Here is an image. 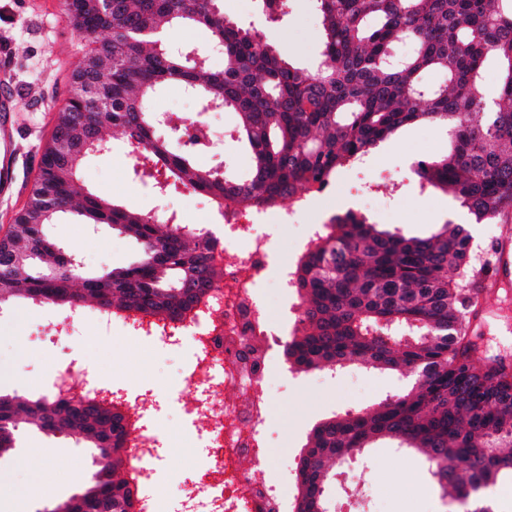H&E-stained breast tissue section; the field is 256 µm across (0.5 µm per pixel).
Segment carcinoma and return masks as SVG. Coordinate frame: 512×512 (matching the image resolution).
Here are the masks:
<instances>
[{
	"instance_id": "obj_1",
	"label": "carcinoma",
	"mask_w": 512,
	"mask_h": 512,
	"mask_svg": "<svg viewBox=\"0 0 512 512\" xmlns=\"http://www.w3.org/2000/svg\"><path fill=\"white\" fill-rule=\"evenodd\" d=\"M322 15L321 61L293 66L259 33L224 16L221 0H69L73 28L90 50L73 71L29 200L0 239V306L24 300L62 314L92 307L125 320L152 318L176 332L186 312L209 300L220 273L210 240L193 227L160 224L112 196L91 191L80 169L109 150L118 129L142 157L158 188L191 187L222 205H271L328 186L339 169L362 160L400 127L416 121L448 130L441 159L417 164L423 190L452 195L477 224L512 223V0H314ZM289 0H262L267 23ZM208 31L193 58L170 47L164 28ZM413 51L393 59V45ZM224 56L214 71L205 52ZM501 72L488 97L482 67ZM441 72L448 85L428 86ZM171 82L204 109L237 115L247 175L226 176L173 148L185 118L154 108ZM71 210L86 224H107L135 242L138 259L89 273L61 261L48 228ZM472 237L445 222L425 237L379 230L351 211L323 225L292 267L300 316L283 353L298 372L359 363L411 373L406 390L373 409L327 418L311 429L297 466L292 512H320L329 474L377 440L420 452L445 496H475L512 481V372L503 360L472 362ZM400 329L403 342L389 339ZM117 392L109 398L35 400L0 393V457L25 424L36 433L76 436L107 463L79 492L42 512H139L140 478L127 468L140 420Z\"/></svg>"
}]
</instances>
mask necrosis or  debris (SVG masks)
I'll return each instance as SVG.
<instances>
[{"label":"necrosis or debris","mask_w":512,"mask_h":512,"mask_svg":"<svg viewBox=\"0 0 512 512\" xmlns=\"http://www.w3.org/2000/svg\"><path fill=\"white\" fill-rule=\"evenodd\" d=\"M312 199L295 197L285 210L221 208L222 223L209 230L214 243L212 264L222 271L209 306L197 308L177 335L156 329L150 336L162 348L185 353L179 389L166 400L145 390L132 399V410L146 418L130 455V466L142 478L143 512H170L156 497L166 451L160 440L164 409L178 411L181 433L192 448L188 468L195 475L192 491L177 512H288V501L274 486L256 477L263 460L268 410L262 383L280 333L264 315L260 290L274 255L269 222L294 223ZM102 395L110 384L77 359H67L46 386L68 399L75 384Z\"/></svg>","instance_id":"1"}]
</instances>
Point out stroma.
Segmentation results:
<instances>
[{"mask_svg":"<svg viewBox=\"0 0 512 512\" xmlns=\"http://www.w3.org/2000/svg\"><path fill=\"white\" fill-rule=\"evenodd\" d=\"M222 6L225 16L238 25L262 28L294 66L307 70L318 66L322 25L313 0H292L288 15L264 27L258 24V0H222ZM89 48L72 27L64 0H0V109L6 114L15 149L14 184L0 194V236L28 201L57 112L69 96L72 72ZM209 121L216 141L204 164L221 168L229 176L245 175L246 153L234 132L236 115L213 111ZM109 137L111 151L92 156L81 171L91 188L138 212L160 216L181 208L189 222L207 220L211 208L207 197L187 198L178 189L156 191L150 180L135 175L127 165L130 147L120 131H110ZM427 150L436 158L447 154L444 126L419 121L400 128L372 150L362 165L337 175L339 210L350 208L355 187L377 183L395 189L391 202L373 203L369 223L408 236L429 235L448 221L466 223L473 237L472 265L490 268L497 244L512 242V224L472 223L452 196L440 190L432 191L429 202H419L414 170ZM326 216L325 203L319 198L300 223L274 226L277 263L293 262L298 256L296 242L310 224ZM51 232L88 270L122 267L136 258L134 244L123 234L107 225H83L74 214L65 215ZM59 316L55 308L24 301L0 311L1 392L39 397L37 379L52 371L67 352L66 343L50 339V328ZM85 336L76 358L95 366L100 377L115 386L131 392L145 386L161 396L180 380L182 356L157 349L150 337L125 323H118L105 340L90 325ZM469 338L475 364L484 365L496 357L512 359V276L484 295ZM408 385V378L398 372L360 364L299 373L290 369L282 352H275L267 386L270 455L261 478L294 496L297 463L314 424L348 409L373 406ZM164 434L170 444L167 481L157 486L156 493L175 502L185 490V450L174 422H167ZM92 456V449L76 438L22 432L14 454L0 458V512H13L12 505L18 501L24 512H42L45 503L76 494L93 471ZM327 495L331 512H466L465 505L444 496L421 454L386 443L337 466L328 479Z\"/></svg>","mask_w":512,"mask_h":512,"instance_id":"stroma-1","label":"stroma"}]
</instances>
